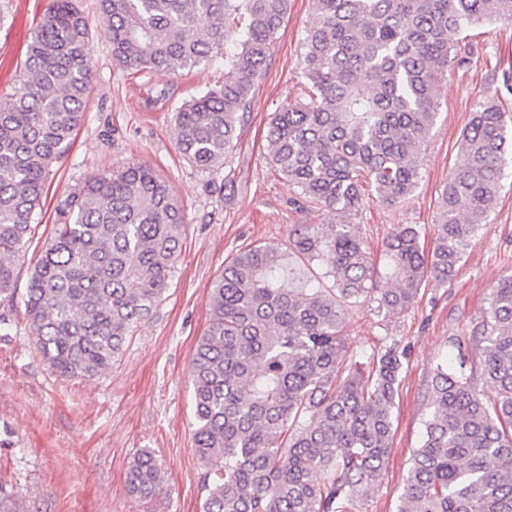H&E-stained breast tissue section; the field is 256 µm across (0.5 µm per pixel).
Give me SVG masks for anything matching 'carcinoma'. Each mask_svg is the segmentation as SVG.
<instances>
[{
  "mask_svg": "<svg viewBox=\"0 0 512 512\" xmlns=\"http://www.w3.org/2000/svg\"><path fill=\"white\" fill-rule=\"evenodd\" d=\"M303 78L307 98L268 123L276 169L307 202L346 216L373 188L395 204L415 190L436 124V85L460 65L459 36L512 19V0H310ZM113 61L183 72L224 61V84L175 114L181 154L200 169L224 163L288 0H99ZM91 34L74 0H52L27 44L13 92L0 99V303L14 301L17 265L34 237L52 164L71 149L92 88ZM465 160L441 192L437 234L387 237L385 277L349 224H297L288 250L318 261L335 288L300 287L285 251L253 244L224 262L191 370L192 440L203 470L202 512H363L382 479L403 353L364 362L342 335L346 306L371 299L394 315L426 278L448 284L494 208L512 128L487 89L462 135ZM185 231L167 184L143 166L89 177L58 212L31 269L24 314L52 371L94 379L112 368L168 288ZM457 347L476 373L438 364L423 441L397 512H512V274ZM496 390L485 396L483 385ZM149 450L133 458L128 494L161 489ZM0 512H24L0 484Z\"/></svg>",
  "mask_w": 512,
  "mask_h": 512,
  "instance_id": "carcinoma-1",
  "label": "carcinoma"
}]
</instances>
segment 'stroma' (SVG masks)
Instances as JSON below:
<instances>
[{
  "label": "stroma",
  "mask_w": 512,
  "mask_h": 512,
  "mask_svg": "<svg viewBox=\"0 0 512 512\" xmlns=\"http://www.w3.org/2000/svg\"><path fill=\"white\" fill-rule=\"evenodd\" d=\"M48 4L0 0V95L12 93L27 36ZM76 5L94 34L93 90L72 149L51 166L43 220L19 262L14 304L0 306L10 321L8 335L0 334V483L18 491L28 512H202L189 373L194 345L208 326L212 282L225 260L252 244L284 248L295 225L341 221L334 211L299 202L267 150L271 114L305 95L302 44L313 13L309 0H289L232 152L222 165L201 170L177 148L175 110L205 87L223 83V61L179 75L121 68L97 36L98 0ZM460 47L471 63L449 69L437 86L439 116L413 194L392 206L365 201L349 218L376 268L384 266V240L396 225H416L422 245L432 248L440 190L464 161L461 135L487 86L499 87L502 108L512 116V90L501 87L504 76H512V21L471 28ZM127 165L152 169L182 205L181 254L161 302L111 370L90 381L61 378L42 359L24 318L28 277L68 194L90 175ZM508 273L512 163L503 170L488 224L471 240L451 284L427 279L412 308L394 317L368 300L350 306L342 334L351 353L368 358L390 346L404 353L390 454L365 512H397L422 443L431 371L440 363L459 364L455 339L477 321L492 285ZM142 449L154 452L164 468L161 490L145 504L126 489L127 471Z\"/></svg>",
  "instance_id": "stroma-1"
}]
</instances>
